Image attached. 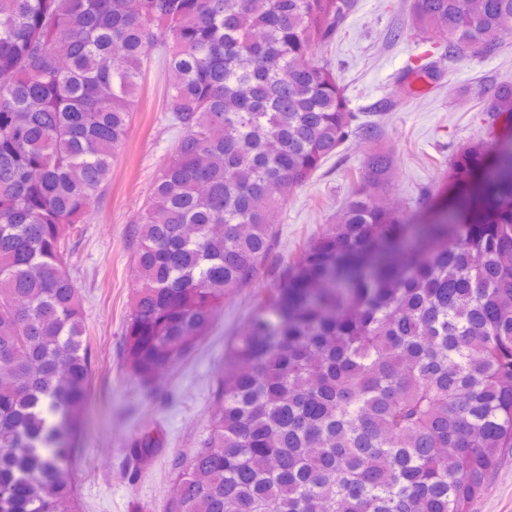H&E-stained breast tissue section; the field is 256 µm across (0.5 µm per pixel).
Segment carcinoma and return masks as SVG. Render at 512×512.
I'll list each match as a JSON object with an SVG mask.
<instances>
[{"label": "carcinoma", "mask_w": 512, "mask_h": 512, "mask_svg": "<svg viewBox=\"0 0 512 512\" xmlns=\"http://www.w3.org/2000/svg\"><path fill=\"white\" fill-rule=\"evenodd\" d=\"M355 0H0V512H73L91 393L70 238L99 200L155 56L180 137L136 218L122 360L143 383L207 336L270 256L279 210L358 124L312 56ZM443 56L494 51L512 0H414ZM492 116L512 112L493 91ZM456 212L381 201L369 155L338 221L283 271L218 374L170 512H470L512 448V164L456 157ZM159 439L130 448L144 458Z\"/></svg>", "instance_id": "carcinoma-1"}]
</instances>
